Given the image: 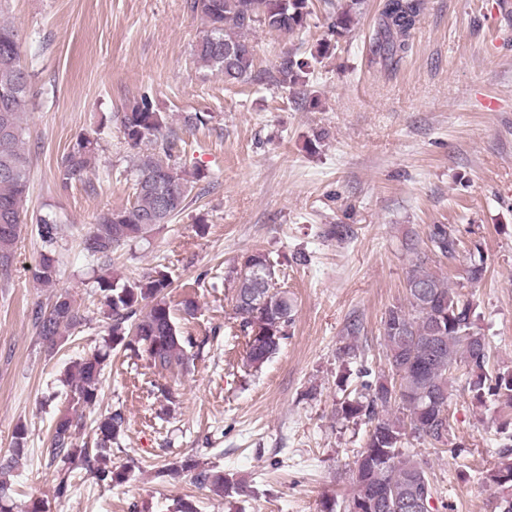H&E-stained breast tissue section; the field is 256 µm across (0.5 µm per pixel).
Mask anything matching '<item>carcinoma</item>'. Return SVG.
I'll use <instances>...</instances> for the list:
<instances>
[{
	"instance_id": "cac0c4a2",
	"label": "carcinoma",
	"mask_w": 512,
	"mask_h": 512,
	"mask_svg": "<svg viewBox=\"0 0 512 512\" xmlns=\"http://www.w3.org/2000/svg\"><path fill=\"white\" fill-rule=\"evenodd\" d=\"M361 4L362 0H336L328 23L331 35L340 37L350 30ZM311 5L312 0H187L190 14L207 27L195 54L225 83H247L253 79L255 49L239 32L258 23L270 31L298 33L306 28ZM422 9L423 0H384L380 26L371 44L372 54L384 66L392 68L404 58ZM22 48L19 31L1 20L0 269L4 271L13 263L14 246L25 223L31 171L23 127L31 97V74L21 65ZM310 73L311 62L288 52L275 65L271 80L291 89L301 103L314 106L317 98L308 88ZM118 121L125 142L138 149L133 164L134 198L128 207L101 213L85 236L84 249L97 259L108 258L124 244L144 239L155 227L172 222L184 211L194 183L205 177L199 170L187 172L177 164L176 140L164 132L165 113L157 111L149 97L128 104ZM97 152L96 138H78L58 162L62 183L82 180L95 163ZM37 227L46 251L33 278L40 285L52 286L58 275L53 250L59 234L56 218L42 215ZM428 242V251L417 253L408 273L407 304L390 308L383 321L389 376H376L370 366L360 364L361 392L336 407L339 419L369 426L354 461L353 493L343 512H354L365 502L374 504L371 512H423L421 501L433 499V485L425 467L404 445L410 439L435 447L448 444V375L455 366H466V389L475 403L484 405L490 400L512 410V369H489V341L478 331L476 304L427 267L435 258L455 259L458 238L448 225L435 224ZM272 268L266 254L252 252L231 275L234 318L247 338L246 363L255 369L277 353L295 314L294 299L272 284ZM485 273L483 254L471 255L467 280L476 284ZM169 286L163 270L132 282L119 277L99 278L96 291L111 320L106 347L129 350L136 356L144 352L162 371L186 366L189 357L185 345L191 341L181 335L173 320L165 298ZM81 321L79 310L66 293L57 295L50 308L36 311L35 317L38 334L49 347L57 344L62 330ZM359 333L358 325L348 326L350 341L340 348L342 357H361ZM106 356L97 352L67 369L64 382L69 387V409L55 420L48 454L69 469H88L99 483L110 486L127 479L126 472L112 468L110 447L123 431L122 413L115 410L97 421L94 453L73 443L83 410L97 403ZM26 443L27 429L20 425L11 456L0 459V512H11L4 504L7 476ZM185 469L194 472L199 487L218 496L233 499L246 493L241 481L221 470L202 467L196 461L186 464ZM485 481L498 490L495 512H512V446L504 445L500 461L486 472Z\"/></svg>"
}]
</instances>
